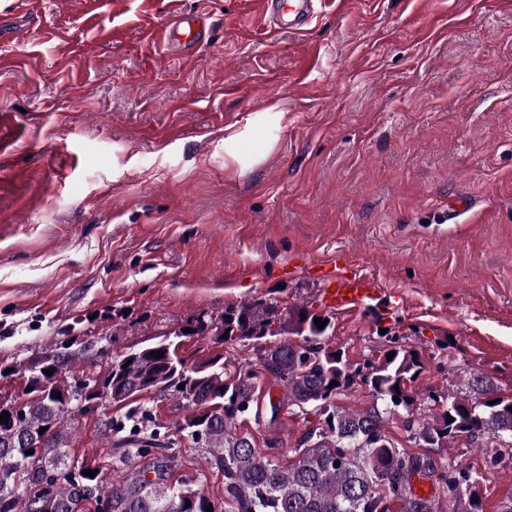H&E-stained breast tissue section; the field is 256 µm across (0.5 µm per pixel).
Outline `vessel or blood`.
<instances>
[{
    "instance_id": "1",
    "label": "vessel or blood",
    "mask_w": 512,
    "mask_h": 512,
    "mask_svg": "<svg viewBox=\"0 0 512 512\" xmlns=\"http://www.w3.org/2000/svg\"><path fill=\"white\" fill-rule=\"evenodd\" d=\"M330 0H263V13L270 34L281 30L304 33L311 21L329 4ZM210 28L194 15H183L164 23L159 42L169 51L191 55L209 37ZM317 273L324 285V300L333 312L347 316L382 296L378 281L357 271L344 255L335 261L318 265Z\"/></svg>"
}]
</instances>
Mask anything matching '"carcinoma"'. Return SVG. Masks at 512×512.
I'll list each match as a JSON object with an SVG mask.
<instances>
[{"instance_id":"carcinoma-1","label":"carcinoma","mask_w":512,"mask_h":512,"mask_svg":"<svg viewBox=\"0 0 512 512\" xmlns=\"http://www.w3.org/2000/svg\"><path fill=\"white\" fill-rule=\"evenodd\" d=\"M277 308L278 303L266 300L228 306L199 323L197 334L225 333L227 342L271 353L272 373L288 403H309L323 417L321 427L292 449V462L259 454L250 435L236 425L257 403L258 374L231 373L218 358L187 367L177 339L192 333L161 335L103 366L95 363L76 372L87 347L74 336L10 372L24 379L27 390L12 400L0 399V413H9L8 422L0 423V512H206L208 506L218 512L215 500L194 481L172 480L175 455L170 450L185 440L208 467L223 474L229 512H389L396 499L404 503L401 512H483L475 473L452 459L439 466L428 454H409L395 447L384 430L386 416L415 403L408 383L420 372L418 355L400 345L392 349V359L354 369L341 350L327 347L332 322L319 329L314 315L300 309L286 318ZM285 335L302 341L285 340ZM152 351L162 358L151 356ZM47 369L54 373L46 374ZM355 375L371 389L374 403L354 410L336 407V395L353 384ZM333 380L337 385H330ZM471 385L481 399L448 398L431 409L413 439L426 448L464 436L484 435L498 443L512 439V396H498L484 375H474ZM148 388L179 399L185 409L173 432L152 423L151 410L139 402ZM55 391L61 397L53 396ZM109 408L119 415L106 417L103 436L127 466L112 484L104 483L102 467L70 454L68 425L72 414ZM29 449L34 453L25 454ZM133 457L145 463L129 464ZM85 469L96 475L82 474ZM420 470L437 484L447 506L415 494L410 475Z\"/></svg>"}]
</instances>
